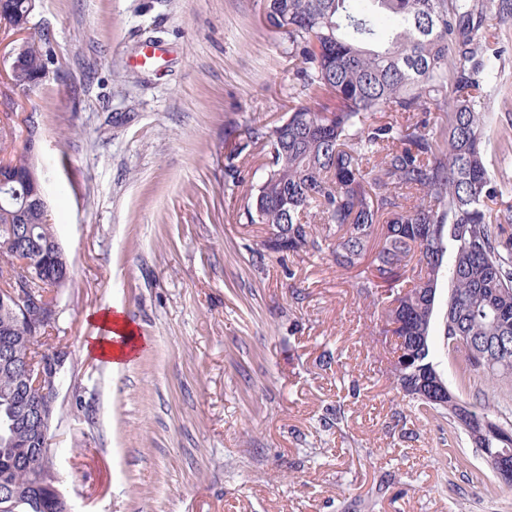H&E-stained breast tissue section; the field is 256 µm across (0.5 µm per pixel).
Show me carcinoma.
<instances>
[{"instance_id": "obj_1", "label": "carcinoma", "mask_w": 512, "mask_h": 512, "mask_svg": "<svg viewBox=\"0 0 512 512\" xmlns=\"http://www.w3.org/2000/svg\"><path fill=\"white\" fill-rule=\"evenodd\" d=\"M7 4L0 22L14 29L27 3ZM263 14L288 42V60L299 62L303 98L282 120L246 127L234 148L235 158L256 146L267 156L241 213L266 227L254 265L270 253L311 250L360 269L358 291L387 293L378 316L395 350L408 354L392 374L410 407L448 415L484 453L505 447L511 423L488 430L487 414L462 399L438 403L430 332L446 279L444 336L463 353L462 372L512 375V205L491 208L512 188L488 170L485 111L497 25L512 18V0H263ZM27 53L15 81L30 89L55 60L45 34L28 38ZM32 140L0 163L29 172ZM27 193L21 179L0 193V244L26 243L3 283L37 276L50 316L63 288L57 266L67 259L48 210L16 216ZM32 322L0 307V352L7 344L12 359L26 357ZM16 375L0 358V512H64L26 462L27 432L4 428Z\"/></svg>"}]
</instances>
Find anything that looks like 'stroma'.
<instances>
[{
	"label": "stroma",
	"mask_w": 512,
	"mask_h": 512,
	"mask_svg": "<svg viewBox=\"0 0 512 512\" xmlns=\"http://www.w3.org/2000/svg\"><path fill=\"white\" fill-rule=\"evenodd\" d=\"M55 52L31 90L8 81L20 34L0 27V125L36 132L50 222L71 266L50 344L70 353L50 457L73 512H512V489L446 417L407 413L374 294L329 254L266 258L240 221L263 174L227 158L299 89L262 0H36ZM494 113H512V19ZM160 48L148 65L139 58ZM438 290L432 361L460 398L512 422V376L448 350ZM143 338L114 367L88 349L93 313ZM331 366H324V356ZM406 422H399V412Z\"/></svg>",
	"instance_id": "35a3bbf8"
}]
</instances>
